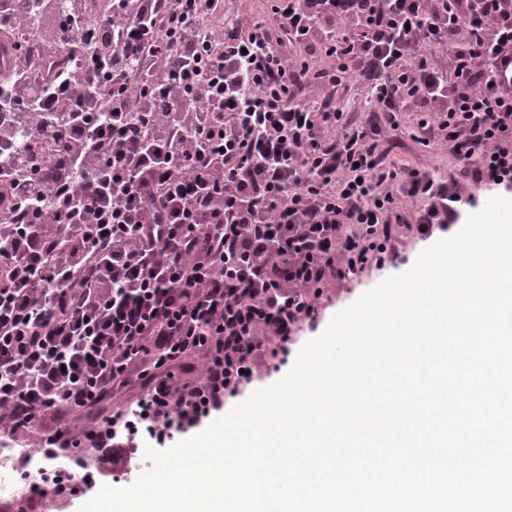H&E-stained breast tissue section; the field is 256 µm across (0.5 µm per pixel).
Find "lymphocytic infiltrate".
Returning a JSON list of instances; mask_svg holds the SVG:
<instances>
[{
	"instance_id": "obj_1",
	"label": "lymphocytic infiltrate",
	"mask_w": 512,
	"mask_h": 512,
	"mask_svg": "<svg viewBox=\"0 0 512 512\" xmlns=\"http://www.w3.org/2000/svg\"><path fill=\"white\" fill-rule=\"evenodd\" d=\"M86 4L0 0V30L25 33L0 78V440L110 402L153 356L135 402L39 439L41 484L72 496L98 493L138 438L167 448L223 410L332 281L448 231L478 188L512 189V92L492 66L512 50V0H275L278 33L224 37L209 25L223 0H112L95 22ZM321 19L355 30L315 71L301 49ZM63 50L70 65L44 73ZM352 71L374 122L295 103L303 77ZM404 104L452 143L463 181L386 163ZM195 349L200 377L177 384Z\"/></svg>"
}]
</instances>
